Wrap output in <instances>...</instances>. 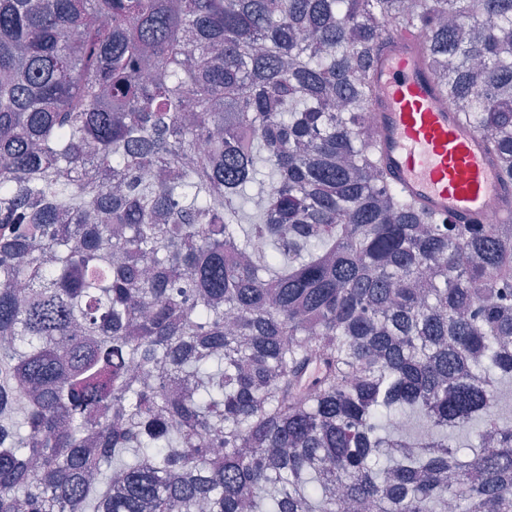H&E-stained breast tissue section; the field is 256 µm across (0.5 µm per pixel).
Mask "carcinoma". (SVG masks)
<instances>
[{"instance_id": "carcinoma-1", "label": "carcinoma", "mask_w": 512, "mask_h": 512, "mask_svg": "<svg viewBox=\"0 0 512 512\" xmlns=\"http://www.w3.org/2000/svg\"><path fill=\"white\" fill-rule=\"evenodd\" d=\"M385 24L512 178V0H0V512H512V224L387 183Z\"/></svg>"}]
</instances>
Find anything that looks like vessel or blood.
Returning <instances> with one entry per match:
<instances>
[{
	"label": "vessel or blood",
	"mask_w": 512,
	"mask_h": 512,
	"mask_svg": "<svg viewBox=\"0 0 512 512\" xmlns=\"http://www.w3.org/2000/svg\"><path fill=\"white\" fill-rule=\"evenodd\" d=\"M375 149L390 185L452 224L512 223V180L487 138L448 104L416 29L378 45L370 75Z\"/></svg>",
	"instance_id": "b4317fda"
}]
</instances>
